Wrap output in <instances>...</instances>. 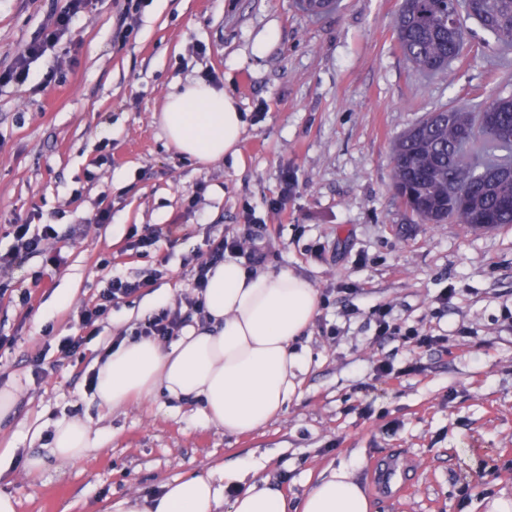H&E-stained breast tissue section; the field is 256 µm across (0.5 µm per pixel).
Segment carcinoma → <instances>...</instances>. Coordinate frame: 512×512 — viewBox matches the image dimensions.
Returning <instances> with one entry per match:
<instances>
[{
  "label": "carcinoma",
  "mask_w": 512,
  "mask_h": 512,
  "mask_svg": "<svg viewBox=\"0 0 512 512\" xmlns=\"http://www.w3.org/2000/svg\"><path fill=\"white\" fill-rule=\"evenodd\" d=\"M465 18L512 48V0H403L393 29L414 68L444 74L467 47ZM391 160L395 196L422 222L512 224V97L427 114L398 138Z\"/></svg>",
  "instance_id": "carcinoma-1"
}]
</instances>
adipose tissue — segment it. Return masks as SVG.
Returning a JSON list of instances; mask_svg holds the SVG:
<instances>
[{"label":"adipose tissue","mask_w":512,"mask_h":512,"mask_svg":"<svg viewBox=\"0 0 512 512\" xmlns=\"http://www.w3.org/2000/svg\"><path fill=\"white\" fill-rule=\"evenodd\" d=\"M163 136L182 155L215 163L238 152L245 120L235 99L202 79L174 88L159 116ZM204 323L186 326L168 344L124 339L97 364L93 393L112 412L137 399L166 393L203 404L205 424L243 435L266 425L295 394L304 357L293 343L318 311L313 285L289 270H250L236 261L218 263L203 294ZM95 443L80 419L57 423L48 456L28 457V472L42 471L46 457L65 465ZM245 460L233 472L214 469L164 483L160 492L116 501L113 512H371L367 490L354 468L343 465L323 476L296 507L269 483L248 485L232 502L224 489L255 472Z\"/></svg>","instance_id":"obj_1"}]
</instances>
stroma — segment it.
Returning a JSON list of instances; mask_svg holds the SVG:
<instances>
[{"instance_id": "stroma-1", "label": "stroma", "mask_w": 512, "mask_h": 512, "mask_svg": "<svg viewBox=\"0 0 512 512\" xmlns=\"http://www.w3.org/2000/svg\"><path fill=\"white\" fill-rule=\"evenodd\" d=\"M66 3L0 0V71ZM124 5L91 0L24 85L0 84V252L13 244L8 226L28 221L58 225L47 254L63 256L16 269L30 304L0 298V387L19 392L0 422L9 453L0 490L18 512H107L249 457L292 503L343 464L355 465L372 512H490L493 500L511 501L512 226L421 223L392 191L391 146L455 100L512 96V50L478 30L452 77L420 75L393 34L401 0H341L317 17L293 0H142L122 44ZM209 71L247 121L238 154L214 164L177 152L155 119L174 86ZM107 150L111 162L99 164ZM286 171L295 187L276 211ZM105 209L110 222L94 224ZM154 230L162 236L150 255L128 251L130 234ZM223 236L252 239L265 268L293 270L317 291L318 313L295 344L306 358L295 396L239 436L164 395L100 418L87 390L96 358L183 302L194 256ZM154 268L160 277L113 304L80 356L60 357L59 340L79 333L106 279ZM379 304L439 344L377 337ZM381 360L395 376L378 375ZM71 417L105 430L102 444L29 475L27 457L45 454L55 423Z\"/></svg>"}]
</instances>
